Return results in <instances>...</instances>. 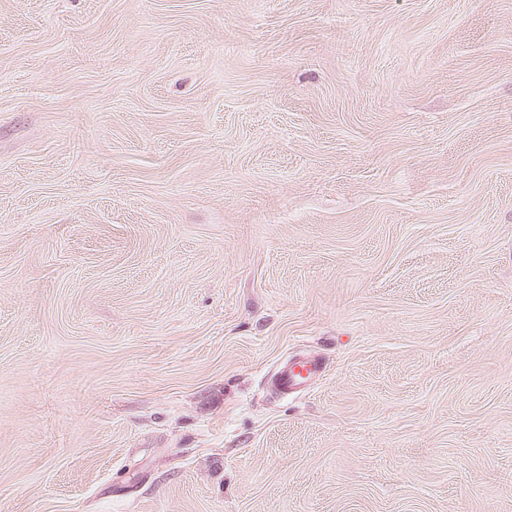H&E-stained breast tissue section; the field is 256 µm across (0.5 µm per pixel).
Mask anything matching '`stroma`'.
Segmentation results:
<instances>
[{
    "label": "stroma",
    "mask_w": 512,
    "mask_h": 512,
    "mask_svg": "<svg viewBox=\"0 0 512 512\" xmlns=\"http://www.w3.org/2000/svg\"><path fill=\"white\" fill-rule=\"evenodd\" d=\"M0 512H512V0H0ZM322 363L319 358L310 357L303 361L286 363L279 371L280 384L285 393L300 389L307 381L320 373Z\"/></svg>",
    "instance_id": "35a3bbf8"
}]
</instances>
